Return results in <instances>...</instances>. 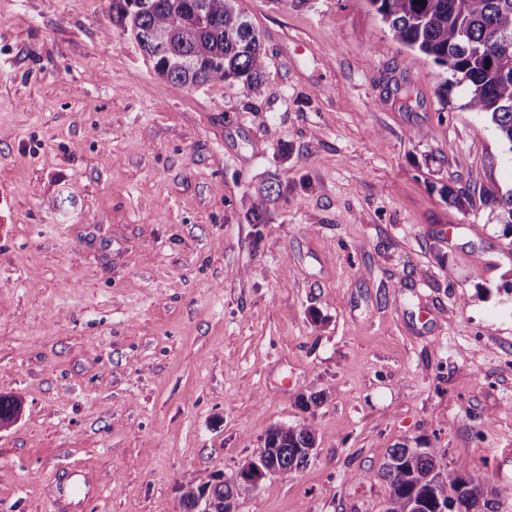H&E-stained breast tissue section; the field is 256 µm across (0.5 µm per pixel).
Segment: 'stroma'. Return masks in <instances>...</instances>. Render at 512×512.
<instances>
[{"instance_id": "obj_1", "label": "stroma", "mask_w": 512, "mask_h": 512, "mask_svg": "<svg viewBox=\"0 0 512 512\" xmlns=\"http://www.w3.org/2000/svg\"><path fill=\"white\" fill-rule=\"evenodd\" d=\"M237 4L257 112L161 79L112 0H0V512H51L71 465L87 512H181L303 422L307 467L235 512H386L418 439L512 512V243L442 195L512 188V152L366 0ZM270 179L269 184L261 188L262 199L260 202L252 201L248 204L247 201H245V204L247 203L246 218L251 224L265 223L267 204L276 202L281 195L280 181L275 175ZM274 195H276V197H274Z\"/></svg>"}]
</instances>
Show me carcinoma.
Returning a JSON list of instances; mask_svg holds the SVG:
<instances>
[{
  "label": "carcinoma",
  "instance_id": "cac0c4a2",
  "mask_svg": "<svg viewBox=\"0 0 512 512\" xmlns=\"http://www.w3.org/2000/svg\"><path fill=\"white\" fill-rule=\"evenodd\" d=\"M425 2L367 0L392 40L446 74L441 89H468V109L485 114L512 152V0ZM112 22L130 30L156 73L175 86L231 80L254 100L265 94V54L237 0H112ZM280 187L271 178L261 188V201L247 204L249 223H265L266 206L277 201ZM481 202L503 235L512 237V189H486ZM19 411L16 399L0 396V423L16 419ZM315 442L308 424L271 427L237 474L181 486L182 512H231L254 480L287 478L306 467ZM377 477L390 488L386 512H499L498 493L481 472L448 475L445 453L418 439L391 448Z\"/></svg>",
  "mask_w": 512,
  "mask_h": 512
}]
</instances>
